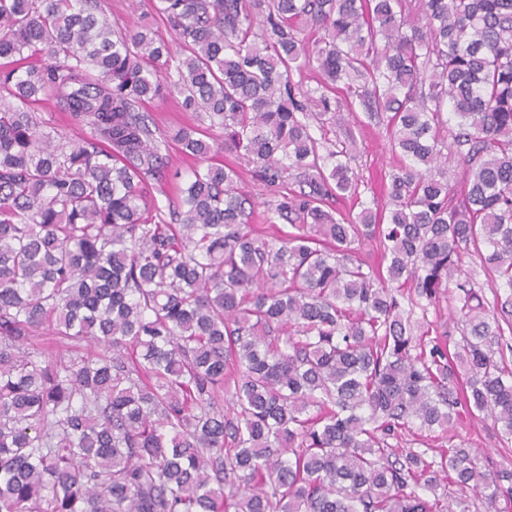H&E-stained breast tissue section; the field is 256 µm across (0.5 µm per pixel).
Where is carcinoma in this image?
I'll return each mask as SVG.
<instances>
[{"mask_svg": "<svg viewBox=\"0 0 512 512\" xmlns=\"http://www.w3.org/2000/svg\"><path fill=\"white\" fill-rule=\"evenodd\" d=\"M153 10L174 43L99 0H0V512H469L479 488L512 503V472L451 432L462 407L512 439V296L489 305L461 260L512 290V0ZM304 70L317 87L293 82ZM340 88L388 113L386 214L330 206L360 195L355 138L323 134ZM166 95L204 126L153 127L139 108ZM51 97L87 137L43 131ZM213 127L236 163L212 158ZM174 147L203 165L165 209L152 182ZM241 163L280 188L264 220L292 231L254 232ZM365 241L385 268L355 256ZM394 283L451 289L465 382ZM43 326L98 351L49 360L28 347ZM415 426L448 447L398 452Z\"/></svg>", "mask_w": 512, "mask_h": 512, "instance_id": "1", "label": "carcinoma"}]
</instances>
